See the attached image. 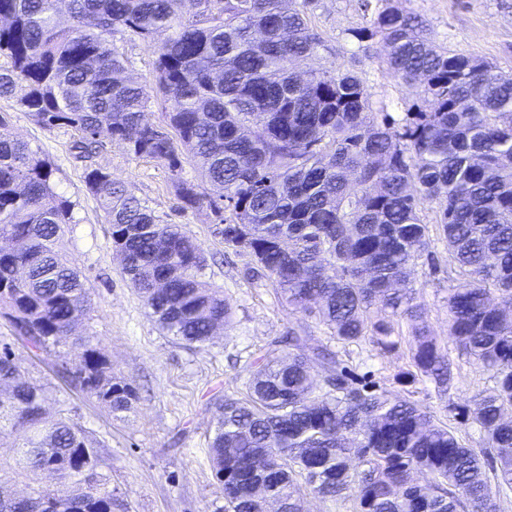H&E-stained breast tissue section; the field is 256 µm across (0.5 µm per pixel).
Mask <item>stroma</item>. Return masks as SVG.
<instances>
[{"instance_id": "obj_1", "label": "stroma", "mask_w": 512, "mask_h": 512, "mask_svg": "<svg viewBox=\"0 0 512 512\" xmlns=\"http://www.w3.org/2000/svg\"><path fill=\"white\" fill-rule=\"evenodd\" d=\"M416 14L424 35L435 45L489 63L512 75V0H398ZM308 17L326 42L327 51L302 61L300 70L333 66L353 68L371 93L374 110L399 116L418 102L421 90L399 84L383 61L379 40L361 44L349 29L366 25L361 0H310ZM0 112L11 115L9 133L30 143L51 162L52 185L69 198L73 222L59 249L90 292L91 311L76 330L91 336L112 363L113 374L132 385L138 399L126 412H114L75 390L62 367H75L82 346L66 343L41 350L17 340L0 317V344H9L26 379L43 388L49 417L64 413L71 423L102 445L100 470L109 479L112 512H224V490L218 483L209 451L216 405L242 386L243 366L263 352L271 339L288 329L306 327L310 348L329 345L323 327L283 306L272 287L243 280V257L224 245L215 217L207 206L184 207L176 194L177 179L191 182L200 197L212 193L192 165L180 175L146 159L132 157L124 143L105 141L100 167L125 183L159 215L182 225L203 248V278L223 292L234 309L228 327L219 329L202 350L185 348L164 334L149 317L140 297L122 272L112 247L111 229L96 198L86 189L82 169L69 157L72 132L45 128L14 102L0 99ZM434 263L418 262L412 272L416 301L438 341L453 348L448 334V252L435 243ZM350 360L358 374H371L384 386L408 364L406 350L381 355L371 346L354 345ZM460 374L448 395L417 384L412 400L448 424L466 446L481 448L482 436L455 409L490 391L493 381L482 367L459 360ZM14 435H0V487L17 493L55 485L53 476L32 474L17 464Z\"/></svg>"}]
</instances>
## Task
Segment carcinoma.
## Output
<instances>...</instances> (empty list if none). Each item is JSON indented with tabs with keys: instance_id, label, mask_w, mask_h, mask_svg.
Masks as SVG:
<instances>
[{
	"instance_id": "1",
	"label": "carcinoma",
	"mask_w": 512,
	"mask_h": 512,
	"mask_svg": "<svg viewBox=\"0 0 512 512\" xmlns=\"http://www.w3.org/2000/svg\"><path fill=\"white\" fill-rule=\"evenodd\" d=\"M0 0V99L45 128L78 133L69 146L86 188L123 248V272L158 326L179 343L207 346L232 321L223 293L202 280L204 252L95 163L100 136L128 141L135 158L172 172L192 164L213 188L206 203L224 244L246 256L243 276L275 289L291 310L326 328L345 348L386 354L407 344L405 388L428 382L447 395L455 381L409 287L418 259L434 263L432 237L448 250V335L458 354L492 374L494 387L457 415L486 447L463 444L448 425L399 390L355 373L341 351L309 356L306 329L288 330L247 369L245 392L218 404L211 443L224 472L225 512H303L300 484L354 512H499L512 489V77L428 43L395 0H362L373 11L348 34L374 38L391 76L423 85L422 101L397 120L375 112L358 73L336 66L302 76L293 64L324 47L293 0ZM68 14L70 24L58 17ZM159 40L152 81L172 101L163 133L146 109V86L127 75L118 38ZM0 112V316L34 349L63 344L90 299L57 242L73 203L54 192L53 168L5 132ZM177 195L201 203L191 184ZM438 202L423 223V201ZM405 320L410 336L395 322ZM326 370L311 375L312 360ZM0 433L19 440V465L56 467L50 493L70 512H112V489L86 433L46 420L43 389L25 381L12 349L0 348ZM70 384L114 412L136 394L86 343L84 373ZM3 491L0 512H32Z\"/></svg>"
}]
</instances>
